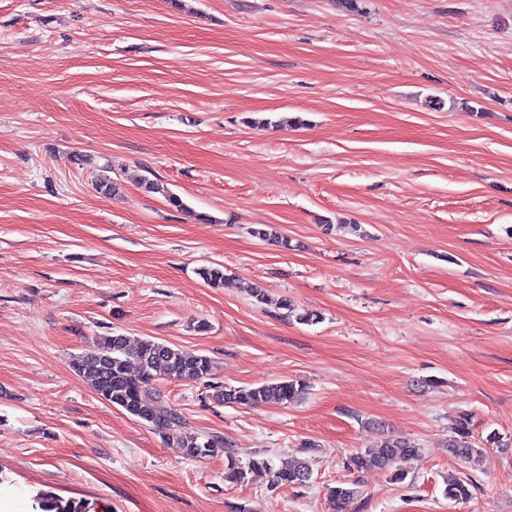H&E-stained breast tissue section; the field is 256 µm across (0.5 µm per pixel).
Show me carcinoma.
Here are the masks:
<instances>
[{
	"label": "carcinoma",
	"mask_w": 512,
	"mask_h": 512,
	"mask_svg": "<svg viewBox=\"0 0 512 512\" xmlns=\"http://www.w3.org/2000/svg\"><path fill=\"white\" fill-rule=\"evenodd\" d=\"M143 188L149 193H158L173 207L183 210L181 198L171 192L163 183L146 179ZM252 235L264 242H271L288 248V238L278 234L270 225L252 230ZM285 310L282 317L294 318L301 322H314L318 315L313 312H296L288 301L281 304ZM137 366V373L130 371ZM72 367L76 373L90 382L101 399L114 407H119L139 421L162 433L167 439L176 441L191 457H213L224 453L227 461L224 478L231 483L242 484L247 474L270 469L269 461L252 459L247 466L240 465L230 449L224 447V439L219 435L198 433L188 429L185 420L176 409L162 402V396L154 383L160 379H198L209 375L213 369L210 358L191 350L172 347L152 339H143L135 344L120 334L100 336L93 348L75 357ZM305 383L298 380H281L253 387L230 388L218 395L226 404L259 406L270 402L291 404L305 393ZM497 436L491 433L486 438H474L467 418L456 420L452 435L448 438V455L464 462L478 461L483 457V445L494 443ZM421 448L409 441L386 439L377 448L356 452L349 457V468L362 471L371 468L386 469L396 480L405 478L401 464L419 455ZM313 474L308 460H298L276 470L273 484L278 486H304ZM359 491L352 484H342L331 488L330 496L335 504V512H348ZM445 496L451 502L468 499L471 492L459 478L448 480ZM43 512H81L78 506L64 502L58 497L44 493L41 497Z\"/></svg>",
	"instance_id": "obj_1"
}]
</instances>
